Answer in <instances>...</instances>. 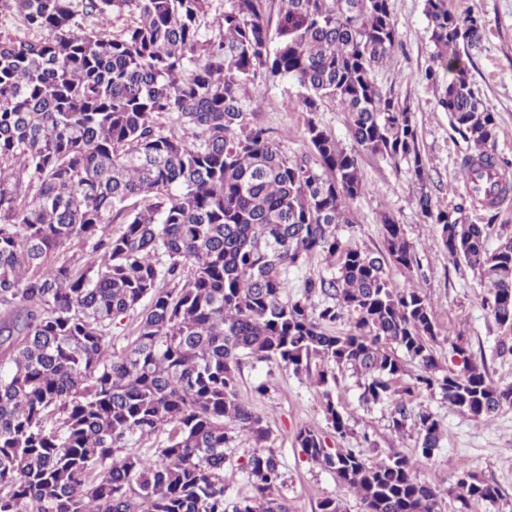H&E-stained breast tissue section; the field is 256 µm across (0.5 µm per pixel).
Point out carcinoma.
Listing matches in <instances>:
<instances>
[{"instance_id":"obj_1","label":"carcinoma","mask_w":512,"mask_h":512,"mask_svg":"<svg viewBox=\"0 0 512 512\" xmlns=\"http://www.w3.org/2000/svg\"><path fill=\"white\" fill-rule=\"evenodd\" d=\"M213 2L0 0L24 30L0 36V512H291L272 448L240 466L252 495L226 498L236 438L270 439L239 397L245 359L296 375L318 359L323 386L351 367L365 401L394 406L398 432L425 390L473 418L512 406V386L493 384L463 343V370L440 369L431 304L385 271L413 268L401 225L382 217L379 256L336 236L366 191L357 156L310 121L318 173L247 112L264 79H292L303 110L335 101L359 146L424 179L411 108L374 79L397 43L390 0H280L274 32L263 0H224L210 37ZM125 13L121 29L104 27ZM426 16L425 78L451 74L438 104L469 143L461 169L481 178L499 168L496 121L462 58L481 20L448 0H426ZM418 206L448 257L489 280L491 313L511 328L512 239L491 250L490 225L448 217L424 191ZM317 253L338 272L288 296V269ZM315 294L332 299L317 314ZM132 313L135 336L117 351L112 326ZM392 344L420 367L410 383ZM325 398L342 437L348 419ZM417 426L429 459L440 424L422 410ZM295 441L365 512H440L438 488L399 453L333 452L307 426ZM454 494L466 510L499 489L463 463Z\"/></svg>"}]
</instances>
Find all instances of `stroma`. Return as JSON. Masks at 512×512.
I'll use <instances>...</instances> for the list:
<instances>
[{
    "instance_id": "35a3bbf8",
    "label": "stroma",
    "mask_w": 512,
    "mask_h": 512,
    "mask_svg": "<svg viewBox=\"0 0 512 512\" xmlns=\"http://www.w3.org/2000/svg\"><path fill=\"white\" fill-rule=\"evenodd\" d=\"M448 6L458 15L473 14L483 22L480 42L467 66L485 108L495 117L494 151L507 160L506 172L512 178V0H448ZM390 8L398 45L376 69L375 80L384 91L411 107L426 162L424 180H417L405 162H394L357 145L349 131L347 113L334 101L323 100L312 113L297 107L300 88L294 81H267L260 100L249 107L251 119L269 128L281 150L292 158H313L304 134L310 121L327 130L344 150L356 154L367 190L352 205V223L337 225V236L352 248L379 254L384 249L381 217L391 215L412 243L416 262L410 272L387 264L386 273L397 284L412 285L431 303L436 332L432 349L439 364L461 369L452 344L462 337L469 344L473 364L484 369L494 383L512 385V350L505 354L499 351L503 343L512 347V329L498 325L490 314L486 305L489 281L478 270L449 259L434 226L428 224L417 205L425 191L436 208L451 212L460 207L469 221L492 223L488 246L493 249L512 237V196L492 212L471 205L460 176L468 144L438 104L439 86L448 76L439 74L434 84L423 78L426 69L434 65L425 0H390ZM268 378L273 381L268 394L255 395L254 386ZM362 382V376L353 369L340 368L335 384L324 388L308 376L294 375L276 364L244 361L239 395L270 428L268 445L281 461V491L293 512H316L318 501L327 496L339 498L344 512H363L353 491L338 486L329 471L301 452L294 439L301 426L323 433L336 451L362 449L363 439H370L373 446L364 451L373 462L393 452L405 455L420 479L439 488L442 512H459L450 490L457 481L460 463H468L473 474L495 481L501 490L496 502L471 505L470 512H512V407L472 418L449 408L437 392L410 398V409L432 412L441 424V446L433 457L424 459L417 453V427L410 423L403 432H395L390 404L364 403L360 398ZM329 396L349 420L350 430L345 436L334 435L328 425L324 403Z\"/></svg>"
}]
</instances>
